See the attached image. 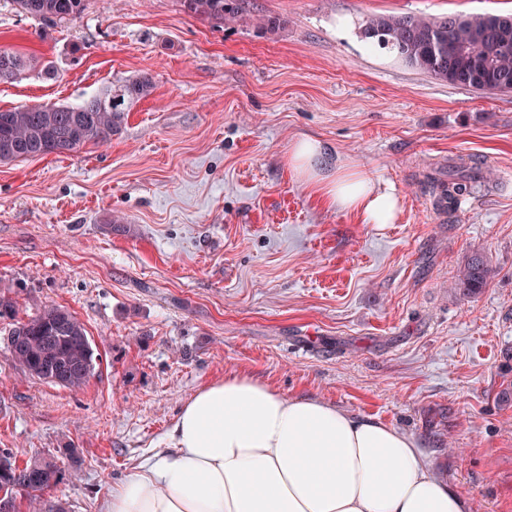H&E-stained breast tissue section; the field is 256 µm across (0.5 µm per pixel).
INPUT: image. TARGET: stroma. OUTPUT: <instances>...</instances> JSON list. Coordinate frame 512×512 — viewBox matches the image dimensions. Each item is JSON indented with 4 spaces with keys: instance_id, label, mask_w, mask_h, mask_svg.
Instances as JSON below:
<instances>
[{
    "instance_id": "obj_1",
    "label": "stroma",
    "mask_w": 512,
    "mask_h": 512,
    "mask_svg": "<svg viewBox=\"0 0 512 512\" xmlns=\"http://www.w3.org/2000/svg\"><path fill=\"white\" fill-rule=\"evenodd\" d=\"M251 3L223 25L178 0H85L49 23L0 0V47L41 62L0 84V109L155 85L109 144L0 163V294L22 318L69 310L97 358L80 389L44 382L0 323V451L57 461L47 500L101 512L195 390L244 374L411 433L472 512H512V93L448 86L336 30L512 0ZM305 136L391 189L397 222L322 202L286 163ZM461 158L482 176L436 210L427 178ZM475 254L493 273L466 297Z\"/></svg>"
}]
</instances>
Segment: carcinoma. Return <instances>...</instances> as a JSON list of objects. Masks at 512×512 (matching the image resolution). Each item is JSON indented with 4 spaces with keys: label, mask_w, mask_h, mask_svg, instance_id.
Wrapping results in <instances>:
<instances>
[{
    "label": "carcinoma",
    "mask_w": 512,
    "mask_h": 512,
    "mask_svg": "<svg viewBox=\"0 0 512 512\" xmlns=\"http://www.w3.org/2000/svg\"><path fill=\"white\" fill-rule=\"evenodd\" d=\"M85 0H14L17 9L44 21L78 18ZM183 11L215 23L233 22L246 12L249 0H180ZM493 13L461 15L456 22L447 17L416 15H376L361 26V38L387 49L405 64L450 85L484 94L512 92V47L493 50L489 42L475 36L486 31ZM465 46L469 56L457 59L448 47ZM35 58L0 47V83H12L34 68ZM152 78L140 75L112 93V86L77 105H36L0 109V163L61 155L94 142L106 144L119 134L129 105L149 96ZM477 172L465 163L448 174V184H439L441 195L453 202L469 192ZM491 269L480 256L467 260L455 287L470 296L482 290ZM15 301L0 295V321L12 322L10 333L24 336L11 359L32 377L47 380L67 367L77 371L67 387L80 389L94 374V351L83 323L66 309L46 305L25 320L17 319ZM64 478L54 460L36 458L22 466L9 453L0 454V488L12 512H20L17 494L26 495V512H63L60 504L45 505L43 493Z\"/></svg>",
    "instance_id": "1"
}]
</instances>
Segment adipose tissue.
Masks as SVG:
<instances>
[{"label": "adipose tissue", "instance_id": "1", "mask_svg": "<svg viewBox=\"0 0 512 512\" xmlns=\"http://www.w3.org/2000/svg\"><path fill=\"white\" fill-rule=\"evenodd\" d=\"M288 165L331 206L394 223L399 199L304 137ZM162 449L113 484L104 512H470L416 438L232 374L196 390Z\"/></svg>", "mask_w": 512, "mask_h": 512}]
</instances>
